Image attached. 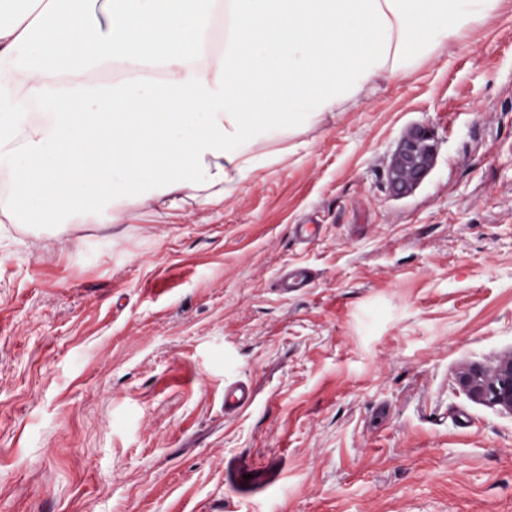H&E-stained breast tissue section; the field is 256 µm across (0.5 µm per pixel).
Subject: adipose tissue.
Wrapping results in <instances>:
<instances>
[{"label":"adipose tissue","mask_w":512,"mask_h":512,"mask_svg":"<svg viewBox=\"0 0 512 512\" xmlns=\"http://www.w3.org/2000/svg\"><path fill=\"white\" fill-rule=\"evenodd\" d=\"M497 2L0 0V217L174 209L186 188L220 205L263 167L260 139L406 74Z\"/></svg>","instance_id":"obj_1"}]
</instances>
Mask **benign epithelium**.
<instances>
[{
  "mask_svg": "<svg viewBox=\"0 0 512 512\" xmlns=\"http://www.w3.org/2000/svg\"><path fill=\"white\" fill-rule=\"evenodd\" d=\"M432 140L433 135L423 126L411 128L400 139L387 174L394 196L411 194L429 173L435 157ZM460 383L475 398L512 412V360L491 373L474 369L466 373Z\"/></svg>",
  "mask_w": 512,
  "mask_h": 512,
  "instance_id": "7a95c632",
  "label": "benign epithelium"
}]
</instances>
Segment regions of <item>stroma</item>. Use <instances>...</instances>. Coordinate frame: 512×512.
<instances>
[{"label": "stroma", "instance_id": "1", "mask_svg": "<svg viewBox=\"0 0 512 512\" xmlns=\"http://www.w3.org/2000/svg\"><path fill=\"white\" fill-rule=\"evenodd\" d=\"M255 150L214 208L0 223V512H512V412L458 382L512 358V0ZM432 140L433 135L423 126L411 128L400 139L387 174L394 196L411 194L429 173L435 157ZM255 393L252 386L240 382L224 390V413L236 414L249 406Z\"/></svg>", "mask_w": 512, "mask_h": 512}]
</instances>
